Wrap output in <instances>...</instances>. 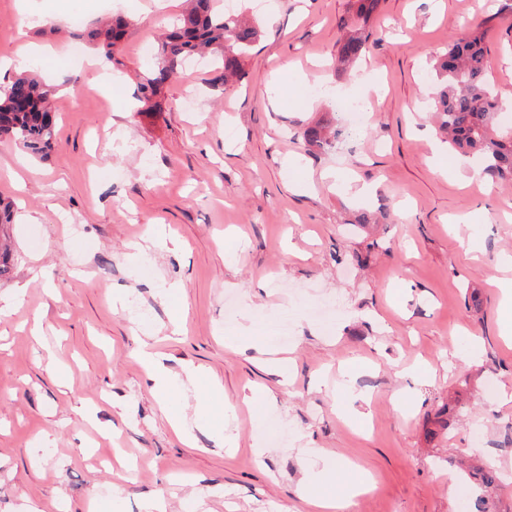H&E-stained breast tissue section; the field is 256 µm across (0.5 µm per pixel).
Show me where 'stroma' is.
Returning <instances> with one entry per match:
<instances>
[{"instance_id": "stroma-1", "label": "stroma", "mask_w": 512, "mask_h": 512, "mask_svg": "<svg viewBox=\"0 0 512 512\" xmlns=\"http://www.w3.org/2000/svg\"><path fill=\"white\" fill-rule=\"evenodd\" d=\"M345 4L236 0L262 28L242 83L215 87L209 66L185 65L146 115L130 107L149 66L139 47L185 0H0V58L53 48L26 65L57 89L47 159L0 140V198L16 207L0 280V512H146L158 498L168 512H309L296 455L308 439L349 468L327 488L345 512H465L478 488L462 460L498 469L495 508L512 512L499 288L512 185L478 177L412 109L436 90V56L481 21L512 109V23L500 0H383L358 84L336 70ZM111 16L129 26L105 89L77 34ZM347 98L367 103L363 129L309 154L302 128ZM383 204L379 223H354ZM169 237L180 250L160 247ZM248 318L266 353L229 344ZM144 342L173 374L207 371L223 401L203 385L152 393ZM353 393L366 418L349 412ZM181 413L195 445L169 427ZM361 476L370 489L349 497ZM207 486L218 496L187 508Z\"/></svg>"}]
</instances>
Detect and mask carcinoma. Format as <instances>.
I'll return each instance as SVG.
<instances>
[{
    "label": "carcinoma",
    "instance_id": "obj_1",
    "mask_svg": "<svg viewBox=\"0 0 512 512\" xmlns=\"http://www.w3.org/2000/svg\"><path fill=\"white\" fill-rule=\"evenodd\" d=\"M189 8L173 23L158 47V63L140 82L137 91L139 112L156 111V96L176 74L186 59L205 52L221 57L215 68V83L228 85L244 76L243 58L256 41L255 24L226 16L214 9L213 0H189ZM382 0H348L346 12L339 19L344 30L336 45V71L341 72L358 61L376 41L369 21L380 9ZM127 22L110 19L90 29L85 37L104 57L117 64L120 44ZM486 24H469L437 57L438 90L431 115L439 130L448 135L455 150L478 157L481 177L512 183V127L502 129L498 120L500 101L487 69ZM51 91L35 75H17L6 89L0 90V138H9L23 151L45 156L55 136V122L50 104ZM339 131L331 132L325 124L303 129L301 136L309 152L333 147ZM12 225L10 205L0 201V278L13 266L14 254L7 244ZM471 477L481 494L475 500L476 512H493L490 488L498 485V471L474 466Z\"/></svg>",
    "mask_w": 512,
    "mask_h": 512
}]
</instances>
